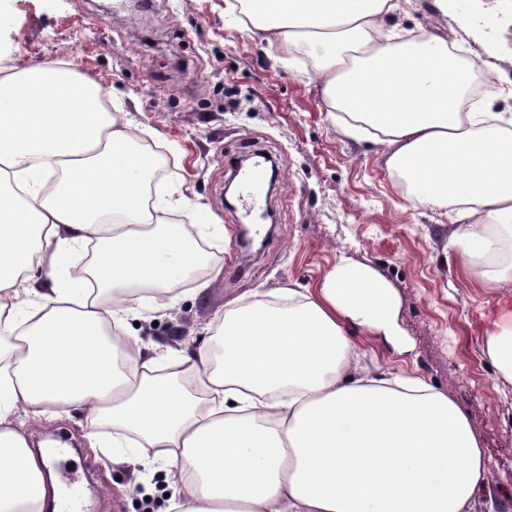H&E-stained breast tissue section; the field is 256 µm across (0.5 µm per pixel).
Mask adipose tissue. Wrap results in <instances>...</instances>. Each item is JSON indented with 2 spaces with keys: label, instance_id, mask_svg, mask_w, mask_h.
<instances>
[{
  "label": "adipose tissue",
  "instance_id": "obj_1",
  "mask_svg": "<svg viewBox=\"0 0 512 512\" xmlns=\"http://www.w3.org/2000/svg\"><path fill=\"white\" fill-rule=\"evenodd\" d=\"M251 32L310 58L341 135L387 146L410 198L451 208L457 263L495 301L482 352L512 382V115L467 110L477 62L429 30L384 31L398 0H242ZM75 65L0 78V512L60 489L27 429L78 411L91 447L152 449L166 512H469L489 483L481 440L448 394L374 371L370 341L409 344L393 289L337 261L316 288L232 301L196 348L126 329L132 286L175 291L202 255L148 201L120 110ZM10 111H2V104ZM92 249L93 286L62 272ZM111 303H103V292ZM172 361L175 373L155 375Z\"/></svg>",
  "mask_w": 512,
  "mask_h": 512
}]
</instances>
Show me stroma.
Returning a JSON list of instances; mask_svg holds the SVG:
<instances>
[{"mask_svg":"<svg viewBox=\"0 0 512 512\" xmlns=\"http://www.w3.org/2000/svg\"><path fill=\"white\" fill-rule=\"evenodd\" d=\"M114 3L0 0V77L72 61L163 148L154 197L172 216L200 212L223 225L212 264L177 298H148L136 335L184 346L242 294L314 285L340 258L369 266L398 296L410 365L455 398L481 439L491 493L472 512H512V383L481 354L478 327L493 299L457 268L447 210L408 199L385 167L384 146L341 137L313 68L248 32L237 0H147L136 10ZM488 10L496 28L478 21ZM385 26L430 30L477 60L491 84L512 85V0H458L446 12L437 0H401ZM257 154L278 166L275 222L247 251L242 214L224 207V183ZM211 277L215 285L196 293L198 280ZM84 423L75 413L52 429L75 447L64 465L88 473L90 512H163L162 475L144 489L141 465L78 446Z\"/></svg>","mask_w":512,"mask_h":512,"instance_id":"35a3bbf8","label":"stroma"}]
</instances>
